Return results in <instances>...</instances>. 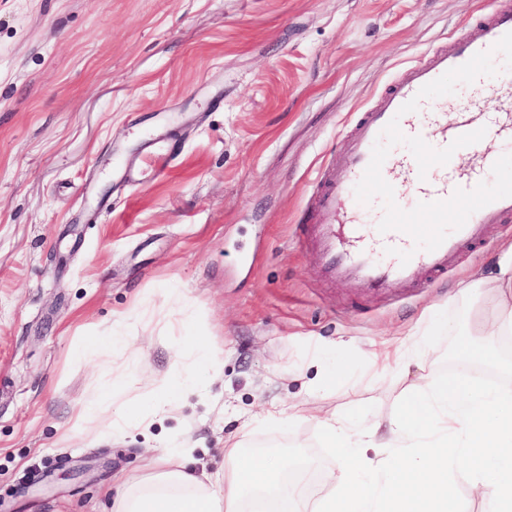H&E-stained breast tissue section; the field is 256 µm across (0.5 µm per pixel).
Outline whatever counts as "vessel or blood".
I'll return each mask as SVG.
<instances>
[{
	"instance_id": "1",
	"label": "vessel or blood",
	"mask_w": 512,
	"mask_h": 512,
	"mask_svg": "<svg viewBox=\"0 0 512 512\" xmlns=\"http://www.w3.org/2000/svg\"><path fill=\"white\" fill-rule=\"evenodd\" d=\"M512 31V7L490 6L484 20L472 28L452 48L429 52L425 58L408 67L402 76L377 98L375 105L359 118L339 162L328 165L318 179L314 222L316 243L321 254L322 274L331 281H345L360 288L388 291L402 284L418 281L424 270L447 269L448 262L463 243L480 240L484 225L495 224L512 215V197L496 200L473 213L466 224L451 233L434 251L413 250L412 239L405 233L381 234L378 246H391L412 251L408 264L382 262L378 246L367 244L364 224L368 217L360 210L346 211L355 198L354 188L371 160L372 148L383 128L398 120L407 136H421L430 146L440 149L458 136L485 129L484 142L469 145L470 167L462 172L452 165H436L420 174L410 152L389 154L382 165L385 180L401 178L403 193L397 199L405 210L417 203L445 200L456 189H473L479 183L492 182V166L496 154L486 152L485 142H512V72L503 71L482 96L449 106L447 97L421 101L417 111L401 114L400 108L416 96L427 83L446 71L466 63L476 53L493 48L497 41Z\"/></svg>"
}]
</instances>
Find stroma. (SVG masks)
<instances>
[{"label":"stroma","mask_w":512,"mask_h":512,"mask_svg":"<svg viewBox=\"0 0 512 512\" xmlns=\"http://www.w3.org/2000/svg\"><path fill=\"white\" fill-rule=\"evenodd\" d=\"M489 0H0V512H107L170 445L213 473L227 441L337 460L319 417L368 419L409 379L364 381L367 352L427 339L456 367L474 302L490 303L512 218L442 274L375 292L321 276L305 218L323 165L362 112ZM161 133L167 172L144 146ZM134 159L138 182L113 161ZM480 280L477 298L457 296ZM127 339L83 359L90 335ZM220 355L149 427L109 414L181 376L194 338ZM335 364L315 398L313 357ZM286 410L279 424L271 409Z\"/></svg>","instance_id":"35a3bbf8"}]
</instances>
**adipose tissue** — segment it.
<instances>
[{
    "instance_id": "1",
    "label": "adipose tissue",
    "mask_w": 512,
    "mask_h": 512,
    "mask_svg": "<svg viewBox=\"0 0 512 512\" xmlns=\"http://www.w3.org/2000/svg\"><path fill=\"white\" fill-rule=\"evenodd\" d=\"M492 305H477L458 352L464 359L491 361L493 338L512 336V249L503 254ZM194 375L144 393L113 428L147 424L197 390ZM327 447L340 449L338 469L322 473L332 490L314 508L305 492L285 483L282 461L224 450V471L201 478L183 461L163 456V471L133 480L117 491L111 512H245L248 500L264 497L285 512H467L455 482L464 472L483 512H512V383L475 384L418 375L404 400L378 410L370 427L351 432L344 418L320 422ZM375 449L368 457L367 449Z\"/></svg>"
}]
</instances>
